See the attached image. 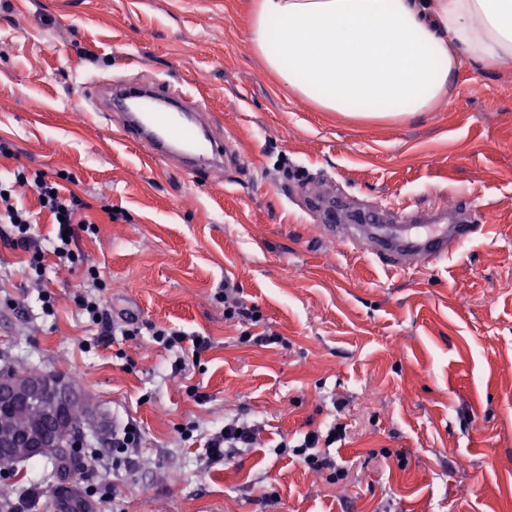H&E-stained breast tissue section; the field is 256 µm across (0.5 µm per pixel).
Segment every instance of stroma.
Segmentation results:
<instances>
[{
    "mask_svg": "<svg viewBox=\"0 0 512 512\" xmlns=\"http://www.w3.org/2000/svg\"><path fill=\"white\" fill-rule=\"evenodd\" d=\"M251 6L0 0V138L16 148L0 177L23 165L75 180L97 228L77 246L112 283L115 324L140 330L99 335L73 302L84 270L53 263L43 315L23 251L0 241V372L63 376L109 424L67 468L18 463L0 499L59 512L92 488L89 512H512V68L465 67L433 111L355 123L280 85L250 41ZM107 80L179 88L246 165L187 175L123 144L118 115L81 93ZM313 193L451 223L473 198L494 231L399 274L322 238ZM228 281L260 323L225 319ZM152 326L208 345L178 371L180 348ZM234 417L257 425V447L208 463L204 436ZM131 420L140 461L116 471L112 434ZM337 422L343 479L275 449ZM153 340L155 343H157L159 346H162L164 348H174L175 346H179L183 349L181 344L185 342L186 340H189L192 342V364L194 365L196 362L197 357H195V354L198 353V351L202 348H205V344L207 343L204 338H200L199 336H194L193 338H189L187 336H193L188 335L182 331H175L172 329H167L164 327L161 328H154L152 330L151 334ZM184 354L186 352V348L183 349Z\"/></svg>",
    "mask_w": 512,
    "mask_h": 512,
    "instance_id": "35a3bbf8",
    "label": "stroma"
}]
</instances>
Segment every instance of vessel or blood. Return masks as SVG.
Listing matches in <instances>:
<instances>
[{
  "mask_svg": "<svg viewBox=\"0 0 512 512\" xmlns=\"http://www.w3.org/2000/svg\"><path fill=\"white\" fill-rule=\"evenodd\" d=\"M122 110L120 133L128 142L138 144L157 158L177 161L185 173L199 166L219 168L238 166V155L224 150L222 139L212 136L214 119L203 112L185 113L178 96L158 87H127L115 92L112 100ZM406 223L385 224L366 232L361 224H324L320 230L333 240L359 244L368 235L370 252L387 266H401L404 252H413L431 263L448 258L469 237L487 233V225L438 224L428 227L413 223V210H406Z\"/></svg>",
  "mask_w": 512,
  "mask_h": 512,
  "instance_id": "1",
  "label": "vessel or blood"
}]
</instances>
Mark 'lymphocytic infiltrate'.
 Instances as JSON below:
<instances>
[{
    "mask_svg": "<svg viewBox=\"0 0 512 512\" xmlns=\"http://www.w3.org/2000/svg\"><path fill=\"white\" fill-rule=\"evenodd\" d=\"M29 188L41 198L42 210L56 218L57 229L54 235L43 236L37 233V222L32 212L15 203L18 189ZM89 203L73 190L62 185L60 179L49 177L42 170H31L20 166L14 169L10 182H0V238L9 245L23 249L27 254V267L37 277L46 274L47 256L57 258L59 265L84 268L88 279L96 288L105 291L109 284L101 278L99 271L86 262L84 254L73 249L72 243L80 233L92 230L93 220L88 215ZM341 424H334L327 433L305 434L297 444L281 441V452L295 456L307 468L316 472H328L330 479L343 476L335 457L329 452L330 445L342 436ZM257 439V429L247 422L233 418L225 421L223 428L211 435L206 442L208 460L218 461L228 458L236 450L253 447Z\"/></svg>",
    "mask_w": 512,
    "mask_h": 512,
    "instance_id": "f902f5d3",
    "label": "lymphocytic infiltrate"
}]
</instances>
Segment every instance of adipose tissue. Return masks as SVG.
<instances>
[{"label":"adipose tissue","instance_id":"adipose-tissue-1","mask_svg":"<svg viewBox=\"0 0 512 512\" xmlns=\"http://www.w3.org/2000/svg\"><path fill=\"white\" fill-rule=\"evenodd\" d=\"M249 34L320 110L399 121L447 97L464 66H512V0H254Z\"/></svg>","mask_w":512,"mask_h":512}]
</instances>
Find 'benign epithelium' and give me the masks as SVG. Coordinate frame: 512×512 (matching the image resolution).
Masks as SVG:
<instances>
[{
  "label": "benign epithelium",
  "instance_id": "7a95c632",
  "mask_svg": "<svg viewBox=\"0 0 512 512\" xmlns=\"http://www.w3.org/2000/svg\"><path fill=\"white\" fill-rule=\"evenodd\" d=\"M37 404L41 420L0 432V466L18 459L45 455L50 448L62 447L63 438L76 429L70 419L74 404L85 406L84 419L104 426V420L83 393L72 388L64 377H1L0 415L10 418L21 407Z\"/></svg>",
  "mask_w": 512,
  "mask_h": 512
}]
</instances>
